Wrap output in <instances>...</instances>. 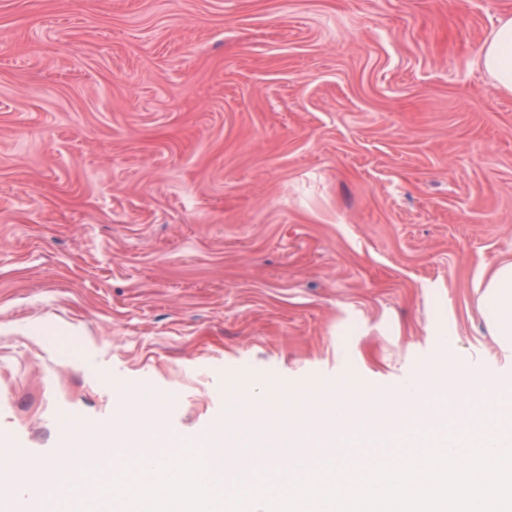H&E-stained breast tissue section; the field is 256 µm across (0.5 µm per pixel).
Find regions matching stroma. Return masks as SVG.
<instances>
[{"label":"stroma","instance_id":"35a3bbf8","mask_svg":"<svg viewBox=\"0 0 512 512\" xmlns=\"http://www.w3.org/2000/svg\"><path fill=\"white\" fill-rule=\"evenodd\" d=\"M512 0H0V441L66 462L129 392L192 441L235 389L512 384ZM477 64L497 88L512 92V16L499 20L481 46ZM480 303L489 335L502 356L512 360V262L490 273Z\"/></svg>","mask_w":512,"mask_h":512}]
</instances>
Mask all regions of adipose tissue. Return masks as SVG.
Returning <instances> with one entry per match:
<instances>
[{"label":"adipose tissue","mask_w":512,"mask_h":512,"mask_svg":"<svg viewBox=\"0 0 512 512\" xmlns=\"http://www.w3.org/2000/svg\"><path fill=\"white\" fill-rule=\"evenodd\" d=\"M477 64L497 88L512 92V16L500 19L481 46ZM480 303L490 336L502 356L512 359V262L490 273Z\"/></svg>","instance_id":"obj_1"}]
</instances>
